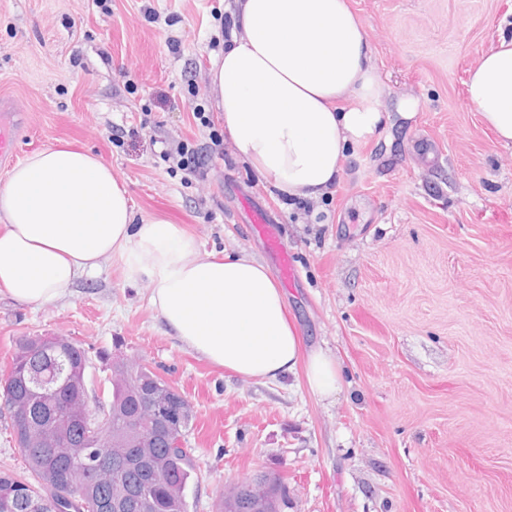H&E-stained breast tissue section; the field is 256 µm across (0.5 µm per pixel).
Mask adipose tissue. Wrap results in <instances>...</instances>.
<instances>
[{
    "label": "adipose tissue",
    "instance_id": "obj_1",
    "mask_svg": "<svg viewBox=\"0 0 512 512\" xmlns=\"http://www.w3.org/2000/svg\"><path fill=\"white\" fill-rule=\"evenodd\" d=\"M235 31L210 72L224 131L241 159L288 196L327 194L346 151L388 115L362 23L347 0H233ZM467 98L512 146V35L470 70ZM117 255L191 352L240 376L275 380L307 362L319 398L335 396L334 359L305 352L266 266L203 251L177 225L136 217L112 168L56 146L30 154L0 186V292L31 305L61 298Z\"/></svg>",
    "mask_w": 512,
    "mask_h": 512
}]
</instances>
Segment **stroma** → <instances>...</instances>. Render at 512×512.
I'll return each instance as SVG.
<instances>
[{
	"label": "stroma",
	"mask_w": 512,
	"mask_h": 512,
	"mask_svg": "<svg viewBox=\"0 0 512 512\" xmlns=\"http://www.w3.org/2000/svg\"><path fill=\"white\" fill-rule=\"evenodd\" d=\"M347 2L391 119L348 150L333 191L300 207L211 143L224 121L209 71L231 0H0L15 161L64 142L90 150L137 216L273 271L250 224L264 211L298 271L287 316L306 349L336 361V396L313 395L301 367L263 381L188 351L117 256L45 305L0 296V381L28 336L80 344L99 390L104 354L147 365L194 407L188 512H215L260 471L285 478L287 512H512V147L465 92L512 32V0ZM184 142L204 151L202 174L165 158Z\"/></svg>",
	"instance_id": "1"
}]
</instances>
